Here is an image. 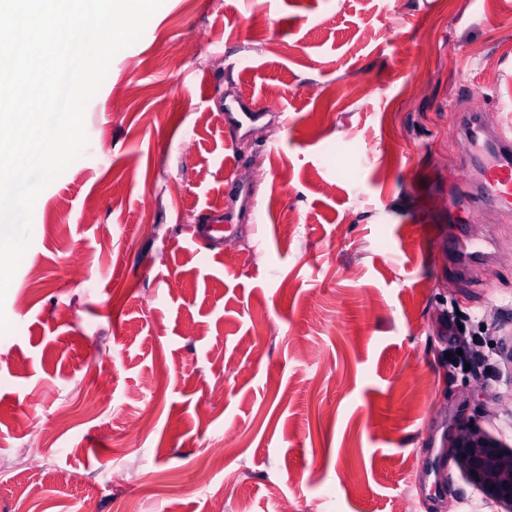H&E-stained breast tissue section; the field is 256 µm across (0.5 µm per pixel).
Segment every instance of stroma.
<instances>
[{
	"mask_svg": "<svg viewBox=\"0 0 512 512\" xmlns=\"http://www.w3.org/2000/svg\"><path fill=\"white\" fill-rule=\"evenodd\" d=\"M475 102L512 125V0H164L0 305V512H498L441 455L461 421L512 448V214L472 201L495 252L448 257ZM257 116V111L251 110L243 99L236 98L226 104L224 122L229 128L233 129L236 126L254 121ZM224 449L212 448L209 454L198 463L196 471L198 482L201 485L208 484L213 472L224 469Z\"/></svg>",
	"mask_w": 512,
	"mask_h": 512,
	"instance_id": "35a3bbf8",
	"label": "stroma"
}]
</instances>
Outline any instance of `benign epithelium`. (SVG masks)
Listing matches in <instances>:
<instances>
[{
	"label": "benign epithelium",
	"mask_w": 512,
	"mask_h": 512,
	"mask_svg": "<svg viewBox=\"0 0 512 512\" xmlns=\"http://www.w3.org/2000/svg\"><path fill=\"white\" fill-rule=\"evenodd\" d=\"M444 448L467 482L482 495L512 512V448H506L477 423H461Z\"/></svg>",
	"instance_id": "1"
}]
</instances>
